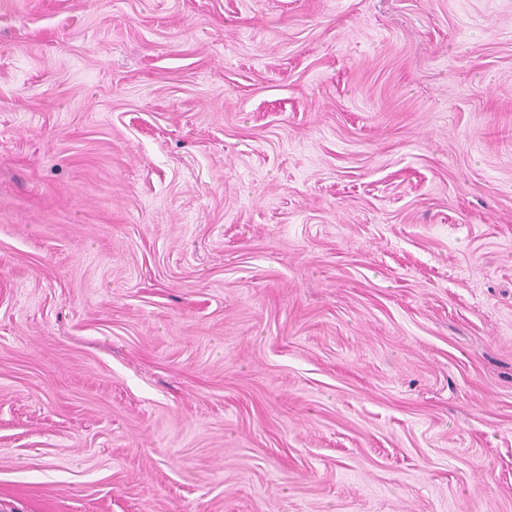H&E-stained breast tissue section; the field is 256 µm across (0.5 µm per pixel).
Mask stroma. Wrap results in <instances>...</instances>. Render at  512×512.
<instances>
[{"label":"stroma","mask_w":512,"mask_h":512,"mask_svg":"<svg viewBox=\"0 0 512 512\" xmlns=\"http://www.w3.org/2000/svg\"><path fill=\"white\" fill-rule=\"evenodd\" d=\"M0 512H512V0H0Z\"/></svg>","instance_id":"obj_1"}]
</instances>
